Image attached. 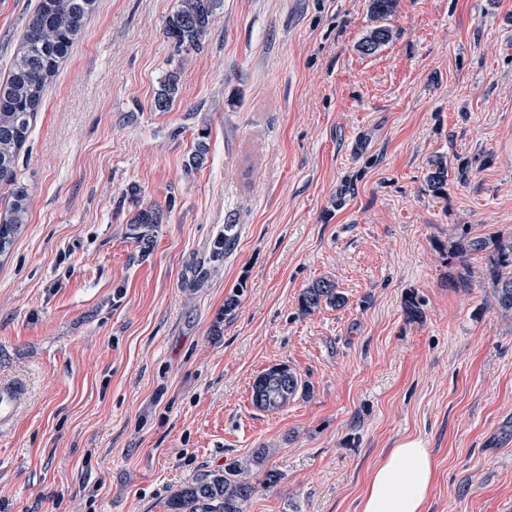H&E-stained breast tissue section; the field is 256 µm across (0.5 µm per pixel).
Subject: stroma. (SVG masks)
<instances>
[{
	"label": "stroma",
	"mask_w": 512,
	"mask_h": 512,
	"mask_svg": "<svg viewBox=\"0 0 512 512\" xmlns=\"http://www.w3.org/2000/svg\"><path fill=\"white\" fill-rule=\"evenodd\" d=\"M37 2L0 0V81ZM178 3L99 0L19 156L0 382L24 396L0 512H169L261 446L282 478L247 512H359L406 439L435 460L425 512H512V322L483 280L448 286L461 230L512 236V0H397L371 55L369 0H223L183 52L164 34ZM150 205L145 254L129 221ZM322 278L346 305L302 313ZM283 363L310 394L257 409L255 378ZM391 29L386 25H379L372 28L359 43V49L364 54H373L381 46L389 42ZM179 92L178 78L176 75H169L161 85L160 90L156 93L154 99V107L159 112L170 111Z\"/></svg>",
	"instance_id": "1"
}]
</instances>
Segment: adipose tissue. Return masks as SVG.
<instances>
[{
  "mask_svg": "<svg viewBox=\"0 0 512 512\" xmlns=\"http://www.w3.org/2000/svg\"><path fill=\"white\" fill-rule=\"evenodd\" d=\"M433 482L430 449L414 439L401 442L373 470L360 512H425Z\"/></svg>",
  "mask_w": 512,
  "mask_h": 512,
  "instance_id": "obj_1",
  "label": "adipose tissue"
}]
</instances>
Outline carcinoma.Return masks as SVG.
I'll return each instance as SVG.
<instances>
[{
  "label": "carcinoma",
  "instance_id": "1",
  "mask_svg": "<svg viewBox=\"0 0 512 512\" xmlns=\"http://www.w3.org/2000/svg\"><path fill=\"white\" fill-rule=\"evenodd\" d=\"M98 0H39L20 42L12 69L0 84V187L7 189L4 209H0V256L10 252L29 213L30 187L17 172L18 157L26 144L33 120L40 110L46 86L60 65L69 57L86 18L93 14ZM397 0H370L374 20L390 17ZM223 0H179L169 16L166 35L178 50H198L210 34L213 17ZM391 29L386 25L372 28L359 43L365 54L375 53L389 42ZM179 92L178 78L171 75L156 93L154 107L170 111ZM448 182V166L438 159L427 174L428 186L440 192ZM163 221V211L141 207L131 222L134 238L147 250L152 245L151 230ZM234 225H224V233L215 239L209 261L224 259L235 246ZM451 253L462 258L461 268L448 273V287L466 292L472 288V271L464 258L472 254L486 256V270L481 272L491 284L490 303L496 313L512 320V237L472 236L464 230L451 245ZM346 297L336 283L319 279L303 290L299 309L309 314L324 305L342 307ZM310 390L307 382L286 364H276L262 371L252 385V403L264 411L288 405L298 393ZM270 448L254 450L247 465L231 461L224 471L207 474L181 487L170 497V512H246L248 502L258 488L280 482V473L267 468Z\"/></svg>",
  "mask_w": 512,
  "mask_h": 512
}]
</instances>
